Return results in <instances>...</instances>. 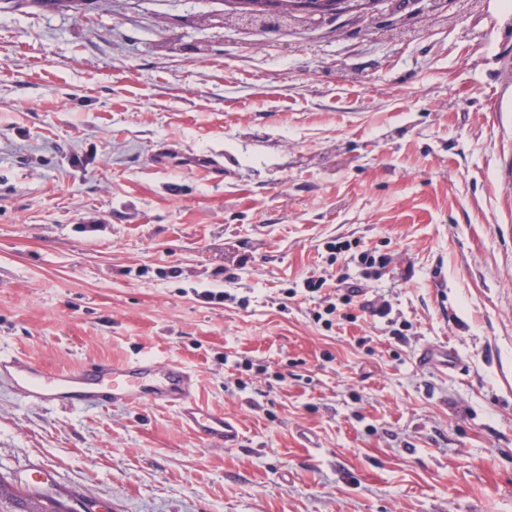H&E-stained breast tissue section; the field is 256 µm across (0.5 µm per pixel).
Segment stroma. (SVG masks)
Masks as SVG:
<instances>
[{"mask_svg":"<svg viewBox=\"0 0 512 512\" xmlns=\"http://www.w3.org/2000/svg\"><path fill=\"white\" fill-rule=\"evenodd\" d=\"M218 9L0 0V351L181 361L243 442L0 378V473L88 512H512V0ZM348 280L388 315L316 321ZM224 5V14L235 16L238 20L267 23L268 19L278 22L288 21V18L302 19L304 15L314 16L305 18L314 20L316 15L325 16L321 8L309 9L310 5L342 2L347 7L346 12L369 13L379 11L378 5L382 0H219ZM303 14V15H302Z\"/></svg>","mask_w":512,"mask_h":512,"instance_id":"35a3bbf8","label":"stroma"}]
</instances>
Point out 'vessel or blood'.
<instances>
[{"label": "vessel or blood", "instance_id": "b4317fda", "mask_svg": "<svg viewBox=\"0 0 512 512\" xmlns=\"http://www.w3.org/2000/svg\"><path fill=\"white\" fill-rule=\"evenodd\" d=\"M0 375L24 382L25 399L46 407L107 408L149 400L177 408L181 421L201 439L226 448L242 439L237 420L209 410L195 397V379L178 361L141 357L125 364L93 363L65 373H49L19 354L0 355Z\"/></svg>", "mask_w": 512, "mask_h": 512}]
</instances>
